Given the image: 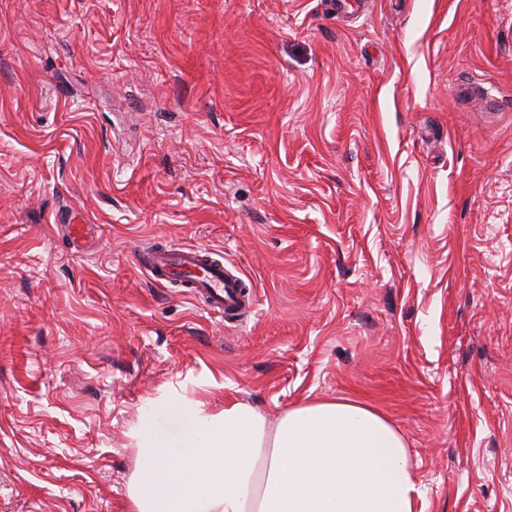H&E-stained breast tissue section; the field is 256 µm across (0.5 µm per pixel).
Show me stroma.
<instances>
[{
    "label": "stroma",
    "mask_w": 512,
    "mask_h": 512,
    "mask_svg": "<svg viewBox=\"0 0 512 512\" xmlns=\"http://www.w3.org/2000/svg\"><path fill=\"white\" fill-rule=\"evenodd\" d=\"M155 244L254 311L152 281ZM180 386L357 400L416 512H512V0H0V512H129ZM206 247L172 244L143 247L135 254L137 266L159 284H177L207 309L234 317L254 308V296L245 291L238 269Z\"/></svg>",
    "instance_id": "stroma-1"
}]
</instances>
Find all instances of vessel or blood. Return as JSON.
I'll return each mask as SVG.
<instances>
[{"label": "vessel or blood", "mask_w": 512, "mask_h": 512, "mask_svg": "<svg viewBox=\"0 0 512 512\" xmlns=\"http://www.w3.org/2000/svg\"><path fill=\"white\" fill-rule=\"evenodd\" d=\"M135 262L155 282L185 288L194 300L213 312L234 317L254 308V296L246 291L238 269L214 258L205 247H143L137 251Z\"/></svg>", "instance_id": "1"}]
</instances>
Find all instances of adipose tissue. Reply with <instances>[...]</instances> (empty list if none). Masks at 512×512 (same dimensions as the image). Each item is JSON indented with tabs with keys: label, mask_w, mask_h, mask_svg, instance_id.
Masks as SVG:
<instances>
[{
	"label": "adipose tissue",
	"mask_w": 512,
	"mask_h": 512,
	"mask_svg": "<svg viewBox=\"0 0 512 512\" xmlns=\"http://www.w3.org/2000/svg\"><path fill=\"white\" fill-rule=\"evenodd\" d=\"M162 412L189 424L169 434ZM130 436L141 462L130 512H415L421 495L400 432L350 399L272 420L242 401L210 413L170 392L149 402Z\"/></svg>",
	"instance_id": "1"
}]
</instances>
